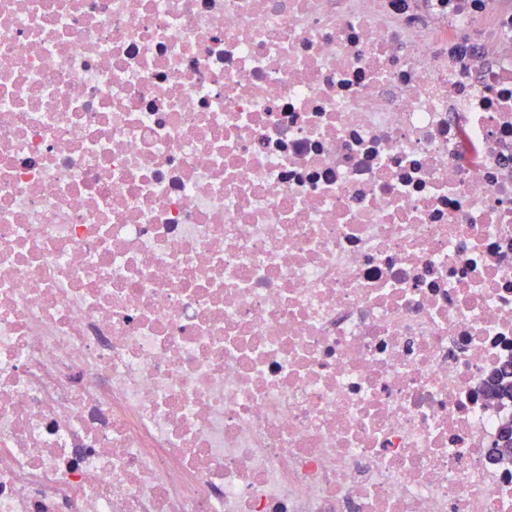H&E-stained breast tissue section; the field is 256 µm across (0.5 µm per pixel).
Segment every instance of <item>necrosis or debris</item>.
Listing matches in <instances>:
<instances>
[{"mask_svg":"<svg viewBox=\"0 0 512 512\" xmlns=\"http://www.w3.org/2000/svg\"><path fill=\"white\" fill-rule=\"evenodd\" d=\"M512 0H0V512H512Z\"/></svg>","mask_w":512,"mask_h":512,"instance_id":"4bbe7bcc","label":"necrosis or debris"}]
</instances>
